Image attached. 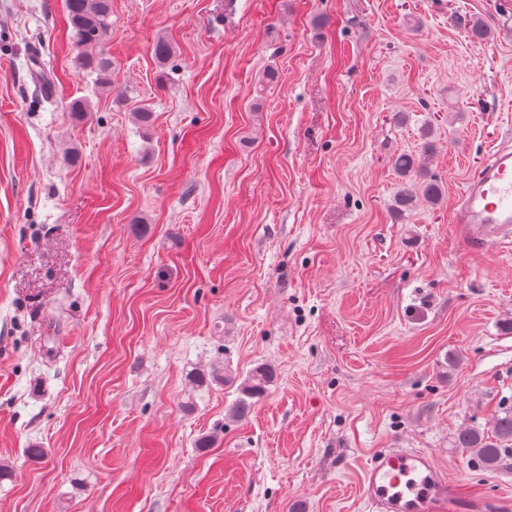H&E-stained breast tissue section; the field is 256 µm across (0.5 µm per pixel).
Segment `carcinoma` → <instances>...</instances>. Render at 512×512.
Returning a JSON list of instances; mask_svg holds the SVG:
<instances>
[{
    "label": "carcinoma",
    "mask_w": 512,
    "mask_h": 512,
    "mask_svg": "<svg viewBox=\"0 0 512 512\" xmlns=\"http://www.w3.org/2000/svg\"><path fill=\"white\" fill-rule=\"evenodd\" d=\"M64 8L70 21L73 46L81 53L83 66L106 73L111 62L92 53L105 40L111 16L110 0H64ZM456 24L462 27L468 36L477 41L487 38L486 25L475 19L456 18ZM434 149L432 129L422 131V143L417 154H401L392 160L394 170L401 178L402 187L394 197V210L407 213L414 209L418 197L436 204L443 196L441 185L429 174L423 159ZM276 370L269 365H259L251 370L237 388L238 397L232 407V415L245 417L261 397L267 387L274 382ZM457 447L473 454L474 458L486 470L492 471L502 465L508 454H512V408L502 411L490 432L475 429L466 430L458 435Z\"/></svg>",
    "instance_id": "cac0c4a2"
}]
</instances>
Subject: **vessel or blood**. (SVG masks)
Segmentation results:
<instances>
[{"mask_svg":"<svg viewBox=\"0 0 512 512\" xmlns=\"http://www.w3.org/2000/svg\"><path fill=\"white\" fill-rule=\"evenodd\" d=\"M467 252L512 242V147H494L458 194L451 216ZM369 512H487L486 502L465 496L425 451L378 450L367 462L361 487Z\"/></svg>","mask_w":512,"mask_h":512,"instance_id":"obj_1","label":"vessel or blood"}]
</instances>
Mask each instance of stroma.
<instances>
[{
    "label": "stroma",
    "instance_id": "stroma-1",
    "mask_svg": "<svg viewBox=\"0 0 512 512\" xmlns=\"http://www.w3.org/2000/svg\"><path fill=\"white\" fill-rule=\"evenodd\" d=\"M111 7L103 78L63 0H0V512H365L379 448L512 498L455 445L512 407V248L451 222L512 140V0ZM428 125L443 198L396 215ZM261 364L243 420L189 382Z\"/></svg>",
    "mask_w": 512,
    "mask_h": 512
}]
</instances>
